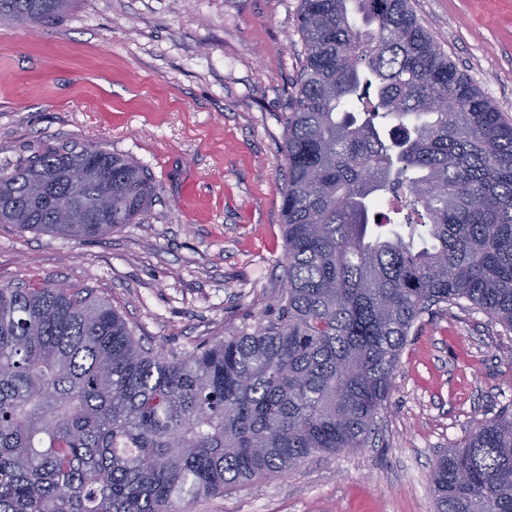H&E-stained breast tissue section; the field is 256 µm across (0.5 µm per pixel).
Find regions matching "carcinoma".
<instances>
[{
  "mask_svg": "<svg viewBox=\"0 0 512 512\" xmlns=\"http://www.w3.org/2000/svg\"><path fill=\"white\" fill-rule=\"evenodd\" d=\"M72 4L0 0V25ZM296 25L281 318L166 359L86 288L1 285L0 512H185L365 446L430 307L465 300L512 330V122L411 0H300ZM155 195L132 158L44 146L0 172V224L94 239ZM431 488L438 512H512V408L448 449Z\"/></svg>",
  "mask_w": 512,
  "mask_h": 512,
  "instance_id": "obj_1",
  "label": "carcinoma"
}]
</instances>
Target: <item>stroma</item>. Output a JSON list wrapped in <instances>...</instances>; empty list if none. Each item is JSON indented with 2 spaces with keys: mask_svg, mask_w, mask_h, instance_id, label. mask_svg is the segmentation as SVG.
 Listing matches in <instances>:
<instances>
[{
  "mask_svg": "<svg viewBox=\"0 0 512 512\" xmlns=\"http://www.w3.org/2000/svg\"><path fill=\"white\" fill-rule=\"evenodd\" d=\"M460 72L512 119V0H411ZM299 0H75L0 26V170L99 145L151 174L136 224L79 241L0 224V285H76L163 356L278 321L284 116ZM512 406V331L470 303L423 314L381 429L361 448L199 498L188 512H437L439 456Z\"/></svg>",
  "mask_w": 512,
  "mask_h": 512,
  "instance_id": "1",
  "label": "stroma"
}]
</instances>
